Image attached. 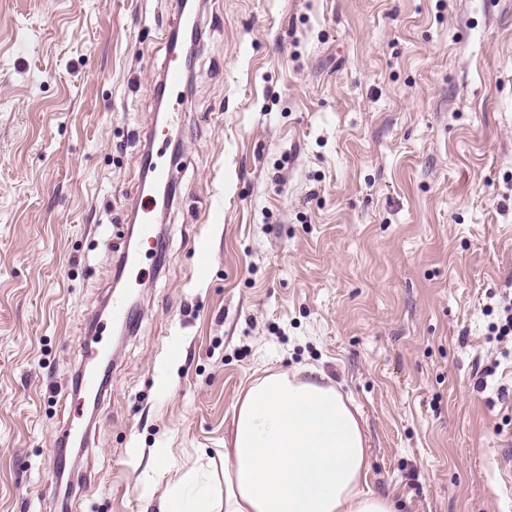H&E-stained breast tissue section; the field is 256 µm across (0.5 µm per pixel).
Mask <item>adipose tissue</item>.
Masks as SVG:
<instances>
[{"label": "adipose tissue", "instance_id": "obj_1", "mask_svg": "<svg viewBox=\"0 0 512 512\" xmlns=\"http://www.w3.org/2000/svg\"><path fill=\"white\" fill-rule=\"evenodd\" d=\"M305 366L256 378L239 394L224 440V497L207 487L162 512H398L367 490L370 453L352 398Z\"/></svg>", "mask_w": 512, "mask_h": 512}]
</instances>
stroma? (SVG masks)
Here are the masks:
<instances>
[{"instance_id": "stroma-1", "label": "stroma", "mask_w": 512, "mask_h": 512, "mask_svg": "<svg viewBox=\"0 0 512 512\" xmlns=\"http://www.w3.org/2000/svg\"><path fill=\"white\" fill-rule=\"evenodd\" d=\"M174 17L0 0V512H161L240 390L303 366L359 405L372 492L512 512V0H207L171 127ZM149 135L174 193L143 239ZM158 28L160 29L161 37L166 42V58L163 64V78L160 87L157 88L158 96L163 101H167L172 95L183 93L182 88L185 85L187 73L183 64V50L176 42L174 32H178V27L172 26L168 23H161Z\"/></svg>"}]
</instances>
